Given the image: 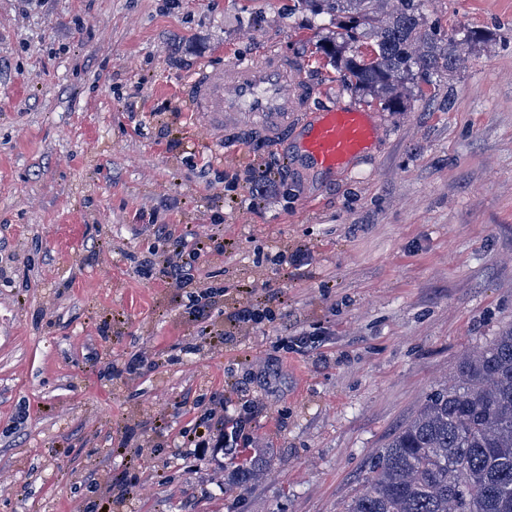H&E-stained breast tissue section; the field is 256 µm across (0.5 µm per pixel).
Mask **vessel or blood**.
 Listing matches in <instances>:
<instances>
[{"mask_svg":"<svg viewBox=\"0 0 512 512\" xmlns=\"http://www.w3.org/2000/svg\"><path fill=\"white\" fill-rule=\"evenodd\" d=\"M188 92L190 112L220 135L228 157L253 139L273 148L291 139L296 150L287 162L336 173L350 169L384 131L378 114L356 107L315 111L319 90L304 61L274 47L204 68Z\"/></svg>","mask_w":512,"mask_h":512,"instance_id":"obj_1","label":"vessel or blood"}]
</instances>
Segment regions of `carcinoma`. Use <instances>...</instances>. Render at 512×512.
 <instances>
[{"label":"carcinoma","mask_w":512,"mask_h":512,"mask_svg":"<svg viewBox=\"0 0 512 512\" xmlns=\"http://www.w3.org/2000/svg\"><path fill=\"white\" fill-rule=\"evenodd\" d=\"M424 2L298 0L314 16L336 18L340 41L323 53L389 106L399 104L403 82L453 73L468 47V34L442 44L427 28ZM345 512H512V324L464 355L378 450Z\"/></svg>","instance_id":"carcinoma-1"}]
</instances>
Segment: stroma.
I'll use <instances>...</instances> for the list:
<instances>
[{"mask_svg": "<svg viewBox=\"0 0 512 512\" xmlns=\"http://www.w3.org/2000/svg\"><path fill=\"white\" fill-rule=\"evenodd\" d=\"M423 12L481 41L390 110L297 0H0V512H345L377 450L512 324V0ZM270 45L307 61L318 106L382 115L351 171L225 156L188 116L192 72ZM270 164L282 183L255 194ZM163 224L223 231L198 260L223 345L139 271L168 255ZM249 302L272 319L233 326ZM219 411L263 459L246 477L187 446Z\"/></svg>", "mask_w": 512, "mask_h": 512, "instance_id": "1", "label": "stroma"}]
</instances>
